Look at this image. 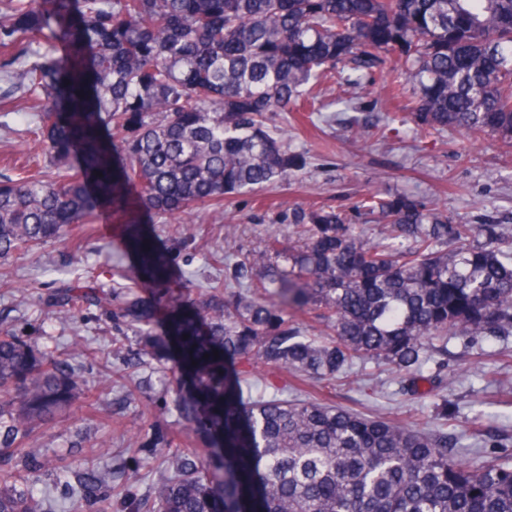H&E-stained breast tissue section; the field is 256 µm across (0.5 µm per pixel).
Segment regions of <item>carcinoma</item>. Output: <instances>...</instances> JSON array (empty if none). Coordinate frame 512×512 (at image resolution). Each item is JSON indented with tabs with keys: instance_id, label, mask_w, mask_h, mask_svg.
Returning a JSON list of instances; mask_svg holds the SVG:
<instances>
[{
	"instance_id": "cac0c4a2",
	"label": "carcinoma",
	"mask_w": 512,
	"mask_h": 512,
	"mask_svg": "<svg viewBox=\"0 0 512 512\" xmlns=\"http://www.w3.org/2000/svg\"><path fill=\"white\" fill-rule=\"evenodd\" d=\"M5 9L0 82L7 96L24 87L43 113L50 170L0 182V259L93 223L130 186L135 208L174 219L201 206L224 215V197L256 192L299 165L276 117L313 98L340 64L353 88L378 71L390 106L412 95L405 118L425 130L512 139V0H7ZM51 23L63 35L52 50L38 41ZM117 152L125 163L116 173ZM360 207L387 219L381 239L365 240L340 212L311 209L301 215L303 244L274 238L243 256L258 269L251 287H213L196 301L169 296L165 343L190 381L175 411L211 448L204 457L164 449L146 512H512V460L469 466L448 453L461 434L310 398L246 403L225 380L228 358L278 366L298 383L380 359L411 390L436 356L434 380L459 378L444 363L448 339L475 346L512 336V227L453 224L406 196ZM125 231L146 276L162 280L164 257L137 221ZM106 296L67 285L52 307L66 318ZM290 310L314 314L316 333L304 335ZM111 314L151 335L142 300ZM59 364L0 332V407L19 405L0 448L34 469L53 467L34 428L75 399ZM107 482V473L88 472L81 499L108 512ZM22 484L0 470V512H41Z\"/></svg>"
}]
</instances>
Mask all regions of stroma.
<instances>
[{"label":"stroma","instance_id":"obj_1","mask_svg":"<svg viewBox=\"0 0 512 512\" xmlns=\"http://www.w3.org/2000/svg\"><path fill=\"white\" fill-rule=\"evenodd\" d=\"M315 101L316 113L283 112L276 124L288 140V150L304 163L288 180L253 194L227 199L224 207L235 217L237 245L226 251L224 224L208 208L196 209L188 224L145 210L142 229L168 259V288L191 297L214 286L247 287L249 273H236L241 254L263 250L270 237L298 243L301 225L295 216L311 206L342 212L348 223L377 236L380 217L359 209L372 194L405 195L424 208H436L458 224H480L487 217L512 224V145L488 133L465 140L447 128L420 131L415 124H387L380 85L356 91L339 101L336 78L326 79ZM350 118L385 127L384 140L356 139ZM41 113L30 111L25 98L0 99V180L40 177L47 161L38 149ZM119 202L105 204L94 223L75 225L21 259L0 261V327L22 335L39 354L61 352L72 339L88 347L84 355L66 360L65 374L75 382L74 407L59 414L55 428H38L56 471L25 472L30 493L46 501L50 512H71L77 479L89 469L113 472L112 512H124L133 501L148 500L158 477L153 458L162 448L180 445L203 448L200 435L179 433L175 413L157 415L180 387V371L172 354L145 343L133 330L118 332L110 316L96 307L80 308L70 320L58 319L50 306L63 282H91L114 298L152 294V284L139 272V260L122 231ZM501 345L468 348L451 339L450 367L466 375L421 399L404 390L396 371L381 361L354 365L332 383L314 382L310 397L332 401L368 414L381 408L415 429L462 433L465 458L476 465L491 452V442L475 436L476 427L496 428L512 435V393L499 383L512 380V358L498 357ZM140 353L139 365H128L125 351ZM447 403L453 420L439 415ZM142 426L138 447H128L125 430L133 420Z\"/></svg>","mask_w":512,"mask_h":512}]
</instances>
